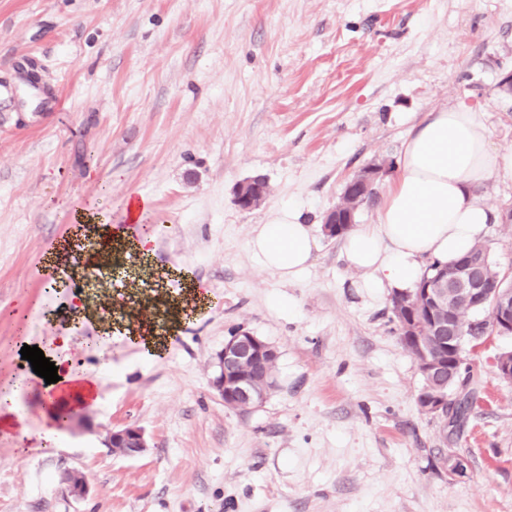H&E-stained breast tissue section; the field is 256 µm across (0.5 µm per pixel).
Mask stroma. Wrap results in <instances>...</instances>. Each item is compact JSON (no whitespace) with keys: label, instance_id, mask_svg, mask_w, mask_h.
<instances>
[{"label":"stroma","instance_id":"35a3bbf8","mask_svg":"<svg viewBox=\"0 0 512 512\" xmlns=\"http://www.w3.org/2000/svg\"><path fill=\"white\" fill-rule=\"evenodd\" d=\"M509 74L512 0H0V388L23 333L99 375L63 422L40 383L18 395L23 427L0 425V512H512V381L496 369L512 336L465 349L463 418L423 413L390 295L358 287L322 225L348 179L396 163L442 105L482 109L492 147L512 151ZM256 175L269 194L241 209ZM133 195L149 202L139 224ZM288 205L319 238L292 284L249 249ZM78 208L150 237L154 270L188 268L207 293L163 356L73 314L49 257ZM237 333L279 352L248 412L211 385ZM126 426L144 431L141 455L107 448ZM68 470L85 498L65 491Z\"/></svg>","mask_w":512,"mask_h":512}]
</instances>
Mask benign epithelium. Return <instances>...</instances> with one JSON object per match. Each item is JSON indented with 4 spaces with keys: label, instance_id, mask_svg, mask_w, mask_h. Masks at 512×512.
<instances>
[{
    "label": "benign epithelium",
    "instance_id": "7a95c632",
    "mask_svg": "<svg viewBox=\"0 0 512 512\" xmlns=\"http://www.w3.org/2000/svg\"><path fill=\"white\" fill-rule=\"evenodd\" d=\"M389 172L384 165H368L361 172V178L367 187H373L380 178ZM266 181L257 176L241 182L236 193V201L243 209L259 204L267 195ZM355 223L352 217H344L332 209L324 219V231L329 237H337L346 231L344 225ZM483 259L479 256L465 257L458 263V269L451 276H444L426 282L419 290L418 304L409 308V325L430 323V335L448 346V367L422 353L419 365L424 377L429 379L428 386L418 394L422 401L420 408L427 414L439 412L451 404L445 389L458 384L465 363L463 348L465 342H479L485 336L512 335V289L499 288L488 294L482 288ZM461 292L470 306L476 309L489 308L492 320L486 334L465 336L455 327L456 312L449 306L453 292ZM277 356L271 345L250 334H236L224 343V350L218 356V371L212 379L214 389L220 394L231 393L234 403L247 410L258 406L264 395L252 388L238 386L235 367L243 360H251L257 365L266 366ZM112 452L124 456H136L148 448L143 431L135 426L112 432L107 440Z\"/></svg>",
    "mask_w": 512,
    "mask_h": 512
}]
</instances>
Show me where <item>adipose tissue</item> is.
I'll return each mask as SVG.
<instances>
[{
  "label": "adipose tissue",
  "instance_id": "1",
  "mask_svg": "<svg viewBox=\"0 0 512 512\" xmlns=\"http://www.w3.org/2000/svg\"><path fill=\"white\" fill-rule=\"evenodd\" d=\"M398 175L389 185L378 221L346 232L342 252L351 270L362 273L361 285L375 293L414 287L427 263L451 265L485 237L501 213L477 192L495 177L512 182V152L490 146L489 132L478 112L466 104L429 113L404 141L397 162ZM77 237L88 240L87 264L98 267L107 252L130 257L151 253L149 239L129 242L112 234L100 216L80 210L74 215ZM262 270L286 282L299 278L318 249L312 225L302 223L293 208L260 225L249 242ZM181 287L160 289L154 299L160 316L150 324L124 323L123 330L143 350L157 356L170 334L201 309L205 297L187 271H175ZM53 402L72 409L92 401L95 377L59 366Z\"/></svg>",
  "mask_w": 512,
  "mask_h": 512
}]
</instances>
